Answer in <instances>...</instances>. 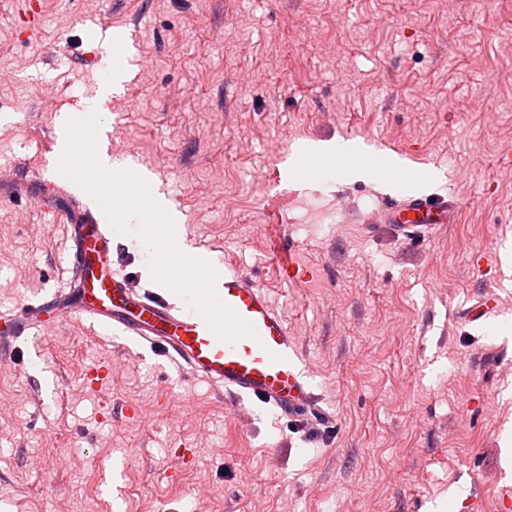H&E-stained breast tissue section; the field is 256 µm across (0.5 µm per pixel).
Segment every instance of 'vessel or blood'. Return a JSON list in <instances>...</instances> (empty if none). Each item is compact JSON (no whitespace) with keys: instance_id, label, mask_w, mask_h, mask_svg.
<instances>
[{"instance_id":"b4317fda","label":"vessel or blood","mask_w":512,"mask_h":512,"mask_svg":"<svg viewBox=\"0 0 512 512\" xmlns=\"http://www.w3.org/2000/svg\"><path fill=\"white\" fill-rule=\"evenodd\" d=\"M459 211L453 195L413 193L391 199L377 219L409 238L439 224L455 223ZM112 236L101 205L86 200L79 226L70 230L73 292L65 299L55 295L1 313V350L19 353L31 330L49 326L53 314L64 306L70 315L118 329L160 350L229 396L255 398L284 413L315 409L317 397L300 367L295 337L267 294L247 274L217 272L218 299L254 330L253 335L227 342L192 307L129 291L125 276L112 269Z\"/></svg>"}]
</instances>
